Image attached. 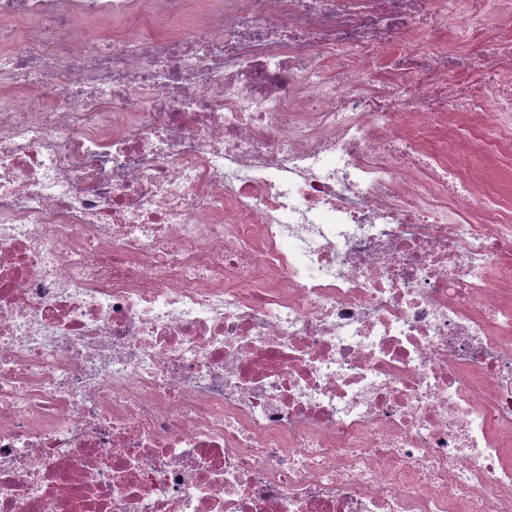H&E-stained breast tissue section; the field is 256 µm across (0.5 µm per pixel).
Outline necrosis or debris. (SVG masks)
Instances as JSON below:
<instances>
[{
  "label": "necrosis or debris",
  "instance_id": "1",
  "mask_svg": "<svg viewBox=\"0 0 512 512\" xmlns=\"http://www.w3.org/2000/svg\"><path fill=\"white\" fill-rule=\"evenodd\" d=\"M489 11L0 0V512H512ZM455 148L473 174L476 188L479 191L493 190L503 210L512 217V147L489 157L475 151L461 138L457 140Z\"/></svg>",
  "mask_w": 512,
  "mask_h": 512
}]
</instances>
